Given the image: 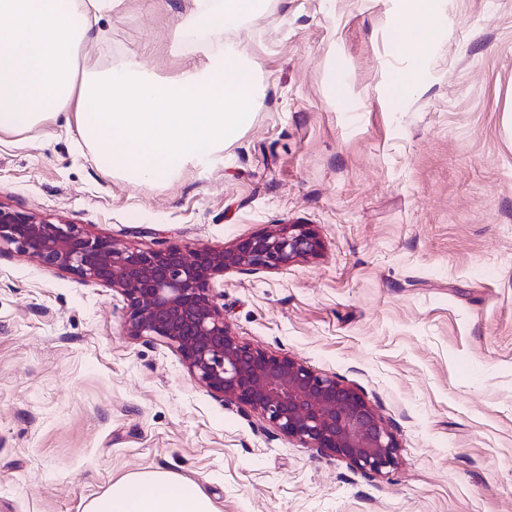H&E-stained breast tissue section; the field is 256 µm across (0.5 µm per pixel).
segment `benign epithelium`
Segmentation results:
<instances>
[{"mask_svg": "<svg viewBox=\"0 0 512 512\" xmlns=\"http://www.w3.org/2000/svg\"><path fill=\"white\" fill-rule=\"evenodd\" d=\"M319 249L308 224H275L222 249L120 247L77 224L0 204V255L112 287L128 302L126 335L175 348L201 386L286 438L381 475L398 463L399 444L356 386L242 342L224 320L218 278L282 270Z\"/></svg>", "mask_w": 512, "mask_h": 512, "instance_id": "obj_1", "label": "benign epithelium"}]
</instances>
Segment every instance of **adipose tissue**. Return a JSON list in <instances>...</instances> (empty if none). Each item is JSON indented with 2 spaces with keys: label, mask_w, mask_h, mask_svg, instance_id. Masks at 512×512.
<instances>
[{
  "label": "adipose tissue",
  "mask_w": 512,
  "mask_h": 512,
  "mask_svg": "<svg viewBox=\"0 0 512 512\" xmlns=\"http://www.w3.org/2000/svg\"><path fill=\"white\" fill-rule=\"evenodd\" d=\"M121 0H0V135L74 109L76 132L111 171L142 182L170 176L235 139L263 103L257 68L233 48L206 50L174 83L153 79L136 57L82 70L79 47ZM263 0H195L179 31L217 38ZM200 112L185 111L189 102ZM84 512H215L191 482L154 469L112 484Z\"/></svg>",
  "instance_id": "obj_1"
}]
</instances>
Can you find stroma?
Segmentation results:
<instances>
[{"label": "stroma", "mask_w": 512, "mask_h": 512, "mask_svg": "<svg viewBox=\"0 0 512 512\" xmlns=\"http://www.w3.org/2000/svg\"><path fill=\"white\" fill-rule=\"evenodd\" d=\"M265 0L224 32L262 107L206 162L142 183L109 171L74 110L0 135V203L141 249L223 248L275 224L321 247L226 273L238 338L357 386L395 434L371 476L199 385L127 336L111 287L0 256V512H83L165 469L215 512H512V0ZM193 0H121L83 63L136 56L174 81Z\"/></svg>", "instance_id": "stroma-1"}]
</instances>
